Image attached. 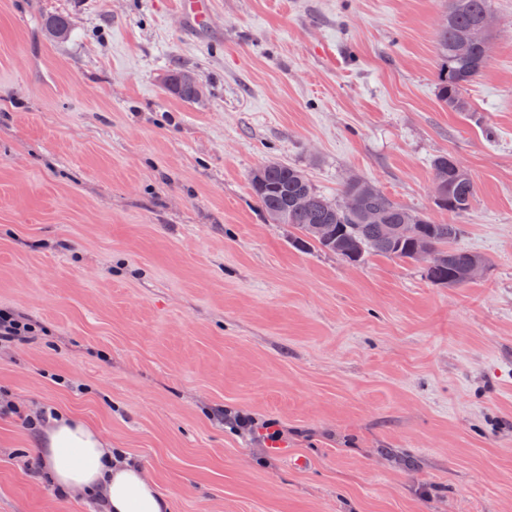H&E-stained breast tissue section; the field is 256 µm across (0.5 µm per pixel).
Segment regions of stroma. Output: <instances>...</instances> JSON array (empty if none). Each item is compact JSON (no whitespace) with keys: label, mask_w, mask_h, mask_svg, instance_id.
I'll list each match as a JSON object with an SVG mask.
<instances>
[{"label":"stroma","mask_w":512,"mask_h":512,"mask_svg":"<svg viewBox=\"0 0 512 512\" xmlns=\"http://www.w3.org/2000/svg\"><path fill=\"white\" fill-rule=\"evenodd\" d=\"M177 2L0 0V308L48 329L0 346V394L91 424L169 512H512V0L468 112L438 98L448 0H210L199 29ZM444 153L466 214L432 204ZM271 161L461 225L482 279L294 247L251 194ZM220 408L287 428L274 465ZM43 448L0 417V512H94ZM433 181L441 184V195L433 205L442 211L458 215L471 208L475 185L471 175L450 154L437 156L432 162ZM437 199V200H436Z\"/></svg>","instance_id":"1"}]
</instances>
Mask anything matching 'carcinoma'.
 <instances>
[{"label": "carcinoma", "instance_id": "1", "mask_svg": "<svg viewBox=\"0 0 512 512\" xmlns=\"http://www.w3.org/2000/svg\"><path fill=\"white\" fill-rule=\"evenodd\" d=\"M489 19L490 0H449L448 22L439 29L437 38L438 97L455 112L472 111L466 91L487 66V42L479 34L486 31ZM182 74L178 69L169 75L170 91L183 101L193 102L200 93L180 82ZM432 175L442 187L433 205L449 213H468L475 185L456 159L450 154L437 156L432 162ZM250 188L269 220L295 229L293 242L298 247L332 252L352 265L368 256L411 261L421 245L426 244L439 256V262L425 270L426 279L454 288L467 283L466 270L479 259L456 245L460 225L437 224L428 215L391 199L366 179H352L344 184L342 195L353 199L351 208L319 193L301 168L281 162L257 169L250 178ZM299 198L308 199L309 204L297 206ZM392 224H418L420 237H393L389 234Z\"/></svg>", "mask_w": 512, "mask_h": 512}]
</instances>
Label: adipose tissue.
I'll list each match as a JSON object with an SVG mask.
<instances>
[{
  "label": "adipose tissue",
  "mask_w": 512,
  "mask_h": 512,
  "mask_svg": "<svg viewBox=\"0 0 512 512\" xmlns=\"http://www.w3.org/2000/svg\"><path fill=\"white\" fill-rule=\"evenodd\" d=\"M43 468L61 491L102 496L106 512L168 510L138 466L113 462L96 431L70 413H58L47 432Z\"/></svg>",
  "instance_id": "ef3b65f1"
}]
</instances>
